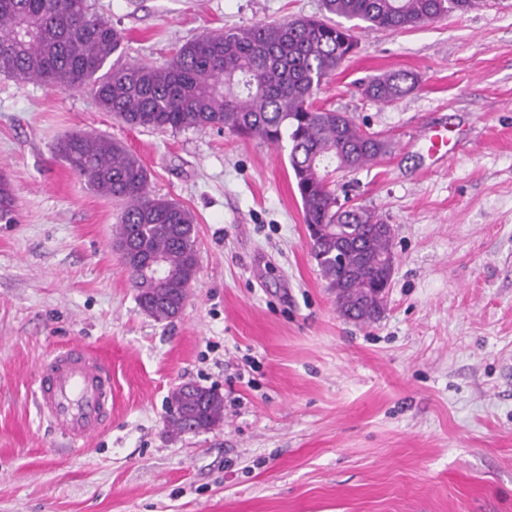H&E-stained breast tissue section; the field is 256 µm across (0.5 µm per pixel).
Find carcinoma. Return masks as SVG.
I'll list each match as a JSON object with an SVG mask.
<instances>
[{
  "mask_svg": "<svg viewBox=\"0 0 512 512\" xmlns=\"http://www.w3.org/2000/svg\"><path fill=\"white\" fill-rule=\"evenodd\" d=\"M479 2L323 0L327 13L351 26L324 17L227 28L186 41L156 66L110 62L123 52L125 36L86 0H0V75L88 90L99 110L131 127L218 128L277 148L288 141L304 223L318 229L310 238L312 257L336 291L341 314L368 323L383 305L374 288L391 280L392 227L368 208L342 209L330 178L386 155L390 142L370 138L345 112L316 107L313 96L357 47L353 29L398 32ZM416 84L411 73L395 71L371 80L364 94L391 103ZM56 150L87 186L123 205L113 239L130 246L122 260L140 308L157 320L179 315L199 271L193 214L152 194L141 161L117 140L73 135ZM16 216L12 188L0 178V224H14ZM336 224L339 232H327ZM155 259L166 272L160 280L143 274V263ZM167 404L180 409L167 419L177 434L224 420V399L211 389L178 387Z\"/></svg>",
  "mask_w": 512,
  "mask_h": 512,
  "instance_id": "cac0c4a2",
  "label": "carcinoma"
}]
</instances>
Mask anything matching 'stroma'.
<instances>
[{
    "label": "stroma",
    "instance_id": "stroma-1",
    "mask_svg": "<svg viewBox=\"0 0 512 512\" xmlns=\"http://www.w3.org/2000/svg\"><path fill=\"white\" fill-rule=\"evenodd\" d=\"M322 0H90L123 59L161 65L199 34L310 17ZM316 95L390 151L336 173L340 203L391 224L381 316L346 319L310 251L288 149L225 131L132 128L88 92L0 76V512H512V0L359 33ZM407 71L389 104L362 86ZM441 129L439 155L419 137ZM93 132L191 211L183 311L140 310L112 244L117 205L55 152ZM73 341L112 363V423L82 447L40 422L38 363ZM183 384L224 421L173 434ZM17 205L10 184L0 178V224H14L17 221Z\"/></svg>",
    "mask_w": 512,
    "mask_h": 512
}]
</instances>
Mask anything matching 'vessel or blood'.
<instances>
[{"instance_id":"vessel-or-blood-1","label":"vessel or blood","mask_w":512,"mask_h":512,"mask_svg":"<svg viewBox=\"0 0 512 512\" xmlns=\"http://www.w3.org/2000/svg\"><path fill=\"white\" fill-rule=\"evenodd\" d=\"M35 396L54 431L84 444L112 420V365L83 343L61 347L40 362Z\"/></svg>"}]
</instances>
